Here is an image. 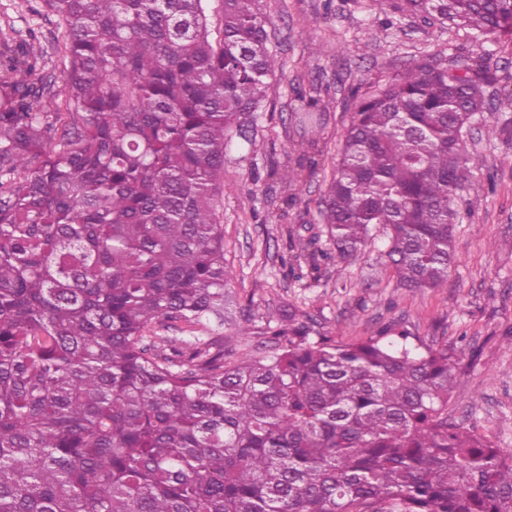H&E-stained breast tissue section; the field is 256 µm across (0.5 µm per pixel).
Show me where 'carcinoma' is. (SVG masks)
<instances>
[{
    "instance_id": "1",
    "label": "carcinoma",
    "mask_w": 512,
    "mask_h": 512,
    "mask_svg": "<svg viewBox=\"0 0 512 512\" xmlns=\"http://www.w3.org/2000/svg\"><path fill=\"white\" fill-rule=\"evenodd\" d=\"M61 82L0 48V512H512V452L448 419L454 346L388 325L342 342L266 314L265 354L224 359L233 303L218 204L276 71L262 0H42ZM480 34L512 0H405ZM481 62L422 60L352 99L323 232H288L317 273L378 230L398 282H448ZM318 144L321 116L303 104ZM180 331L179 336L159 332Z\"/></svg>"
}]
</instances>
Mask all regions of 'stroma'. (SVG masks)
Listing matches in <instances>:
<instances>
[{"label":"stroma","mask_w":512,"mask_h":512,"mask_svg":"<svg viewBox=\"0 0 512 512\" xmlns=\"http://www.w3.org/2000/svg\"><path fill=\"white\" fill-rule=\"evenodd\" d=\"M264 3L276 76L255 114L254 147L234 146L224 157L227 188L219 210L231 293L250 304L253 318L269 308L297 309L345 342L393 321L427 345L466 342L448 414L512 450V139H487L479 125L471 132L477 167L458 204L456 262L447 284L426 291L399 286L378 239L354 261L322 266L317 281L282 264L291 255L289 230L320 222L317 202L334 171L352 93L426 56L460 65L479 57L497 76L485 92L487 103H496L512 92V33L480 38L467 28L429 23L404 12V0ZM387 21V37L370 40L369 30ZM62 35L58 16L40 0H0V38L41 46L43 72L56 79L64 61L52 47ZM306 95L319 100L324 154L304 173L299 201L289 204L282 177L302 152L295 115Z\"/></svg>","instance_id":"1"}]
</instances>
